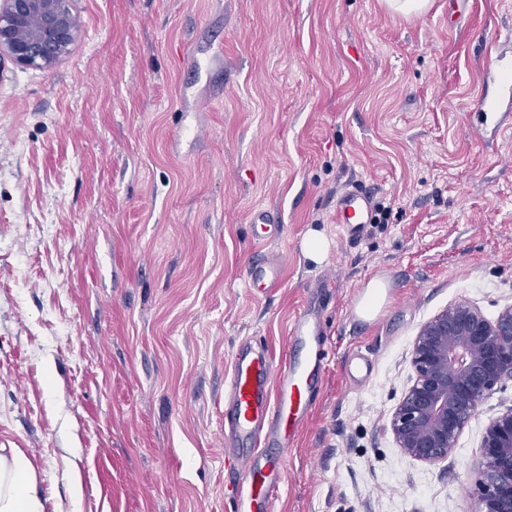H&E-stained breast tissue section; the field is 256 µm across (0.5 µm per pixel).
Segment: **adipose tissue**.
Here are the masks:
<instances>
[{
  "label": "adipose tissue",
  "mask_w": 512,
  "mask_h": 512,
  "mask_svg": "<svg viewBox=\"0 0 512 512\" xmlns=\"http://www.w3.org/2000/svg\"><path fill=\"white\" fill-rule=\"evenodd\" d=\"M0 512H58L43 493L32 460L19 448H0Z\"/></svg>",
  "instance_id": "obj_1"
}]
</instances>
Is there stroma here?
<instances>
[{"instance_id":"obj_1","label":"stroma","mask_w":512,"mask_h":512,"mask_svg":"<svg viewBox=\"0 0 512 512\" xmlns=\"http://www.w3.org/2000/svg\"><path fill=\"white\" fill-rule=\"evenodd\" d=\"M405 16L386 0H75L53 68L0 54V446L70 512H232L224 371L244 341L274 366L308 310L327 364L276 512H471L490 393L448 459L405 457L389 422L420 326L466 299L512 303V112L472 106L484 35L512 0ZM355 185L386 207L340 237ZM282 236L254 245L252 212ZM330 242L306 260L309 230ZM268 256L280 288L251 295ZM387 301L352 309L372 279ZM370 375L349 381L357 354ZM249 277L252 284H249L251 292L255 288L252 285L260 283L267 288H277L282 281V265L275 259L262 258L254 262L250 268Z\"/></svg>"}]
</instances>
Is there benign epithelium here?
Returning a JSON list of instances; mask_svg holds the SVG:
<instances>
[{"label": "benign epithelium", "mask_w": 512, "mask_h": 512, "mask_svg": "<svg viewBox=\"0 0 512 512\" xmlns=\"http://www.w3.org/2000/svg\"><path fill=\"white\" fill-rule=\"evenodd\" d=\"M81 28L72 0H0V50L18 65L50 68ZM414 380L390 428L401 452L448 459L483 399L512 380V304L490 320L468 300L451 303L419 328ZM471 477L472 512H512V406L487 424Z\"/></svg>", "instance_id": "benign-epithelium-1"}]
</instances>
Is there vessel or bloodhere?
<instances>
[{
	"mask_svg": "<svg viewBox=\"0 0 512 512\" xmlns=\"http://www.w3.org/2000/svg\"><path fill=\"white\" fill-rule=\"evenodd\" d=\"M485 79L512 97V63L492 54ZM373 210L371 197L358 187L343 190L336 199L335 222L342 236L359 237ZM262 241L280 237L283 226L272 212L259 208L252 217ZM252 283L267 288L282 281V265L262 258L254 262ZM289 340L295 357L273 368L263 351L238 350L226 371L228 405L224 412V447L234 458L233 502L236 512H275L284 484L283 461L311 410L327 359L325 338L308 312L299 313Z\"/></svg>",
	"mask_w": 512,
	"mask_h": 512,
	"instance_id": "1",
	"label": "vessel or blood"
}]
</instances>
